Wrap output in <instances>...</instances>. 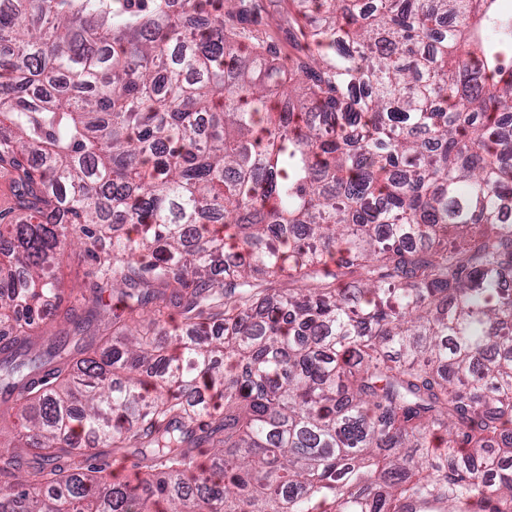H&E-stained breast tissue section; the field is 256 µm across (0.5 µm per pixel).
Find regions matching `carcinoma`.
Returning <instances> with one entry per match:
<instances>
[{
	"instance_id": "1",
	"label": "carcinoma",
	"mask_w": 512,
	"mask_h": 512,
	"mask_svg": "<svg viewBox=\"0 0 512 512\" xmlns=\"http://www.w3.org/2000/svg\"><path fill=\"white\" fill-rule=\"evenodd\" d=\"M245 2L0 10V512H512V19ZM259 4L256 28L264 37H268L271 49L288 64L289 53H292V24L288 11V0H255ZM286 59V60H285Z\"/></svg>"
}]
</instances>
